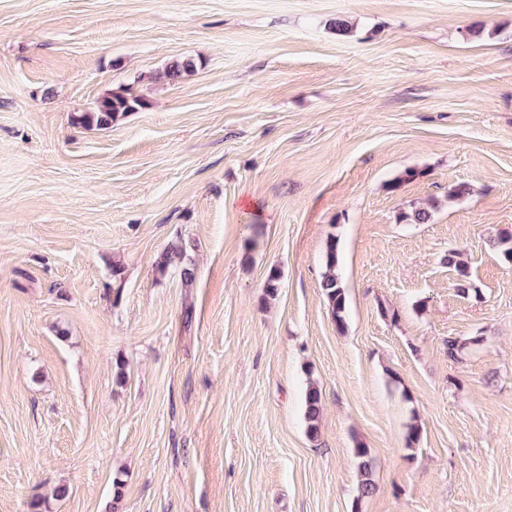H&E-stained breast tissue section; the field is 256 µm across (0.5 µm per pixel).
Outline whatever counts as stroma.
Instances as JSON below:
<instances>
[{
  "label": "stroma",
  "mask_w": 512,
  "mask_h": 512,
  "mask_svg": "<svg viewBox=\"0 0 512 512\" xmlns=\"http://www.w3.org/2000/svg\"><path fill=\"white\" fill-rule=\"evenodd\" d=\"M506 231L512 0H0V512H512ZM147 101L143 96L131 94L127 88L112 90L101 97L94 108L82 112H74L71 124L83 128H107L121 120L129 112L144 108ZM338 264L337 240L336 238H330L326 243L324 252L325 272L322 288L336 325L341 328L345 325L346 295L337 274ZM157 267L162 272L169 267L178 269L185 286H191L194 282V265L192 260L188 258L186 248L182 242L169 245L159 256ZM305 417L308 422V433L315 438L318 433L317 422L319 420L322 398L321 392L314 384H309L305 391ZM354 456L359 472V495L360 497H366L374 490L372 458L368 448H365L361 443L354 448Z\"/></svg>",
  "instance_id": "stroma-1"
}]
</instances>
